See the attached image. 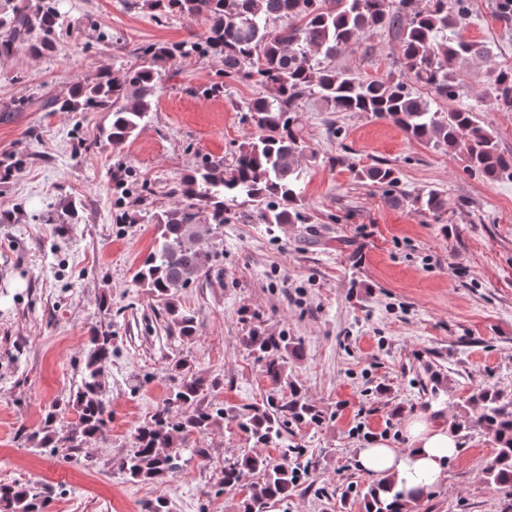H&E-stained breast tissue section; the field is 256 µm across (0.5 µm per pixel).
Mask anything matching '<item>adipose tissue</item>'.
<instances>
[{"label": "adipose tissue", "instance_id": "1", "mask_svg": "<svg viewBox=\"0 0 512 512\" xmlns=\"http://www.w3.org/2000/svg\"><path fill=\"white\" fill-rule=\"evenodd\" d=\"M405 433L404 447L375 439L359 450L357 461L374 483L394 481L402 494L404 512H417L429 491L445 478L448 460L458 443L453 427L424 417L408 420Z\"/></svg>", "mask_w": 512, "mask_h": 512}]
</instances>
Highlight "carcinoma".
Masks as SVG:
<instances>
[{
    "mask_svg": "<svg viewBox=\"0 0 512 512\" xmlns=\"http://www.w3.org/2000/svg\"><path fill=\"white\" fill-rule=\"evenodd\" d=\"M162 18L180 14L207 23L198 42L174 46L150 45L135 66L115 69L92 82L78 83L62 95L48 97L43 106L52 112H110L106 137L113 143L130 139L148 117L156 86L174 58L192 52L224 60V76L252 79L272 89L247 104L256 131L239 147L232 163L206 157L193 165L173 193L182 198L169 210L156 212L157 245L141 260L132 281L165 302L178 336L196 333L195 312L172 301L171 292L209 275L219 253L211 238L197 230L195 219L204 211L214 232L224 227L227 202L243 198L254 203L251 217L260 224L304 223L302 175L298 159L315 151L302 136L297 101L316 94L331 112H367L398 126L408 138L461 152L469 171L495 181L512 178V154L499 150L493 129L471 108H432L416 96L404 80L361 79L325 64L353 46L367 31L388 27L397 31L398 53L407 75L427 86L437 101L452 103L461 83L452 71L458 61L485 59L490 48L457 33L465 20L467 0H144ZM61 27L56 0H0V55L20 50L31 53L54 48ZM491 96L502 112H512V68L496 71ZM375 186L398 183L393 167L378 164L359 172ZM417 209L436 214L445 200L435 192L410 197ZM244 346L263 363L275 389L260 406L242 412L224 409L213 401L220 380L198 375L186 358L173 360L180 378L150 420L133 433V450L118 462L123 477L133 483L161 481L180 471L182 450L193 435L208 432L227 419L250 439L265 443L280 436L288 419L314 423L319 415L306 402L288 373L290 359L301 349L286 336L254 329L242 337ZM80 380L68 399L48 410L38 431L18 436L50 456L78 451L105 436L112 409L102 397L105 367L112 360V332L94 329ZM290 389V397L277 388ZM468 429L484 433L498 445L485 468L487 482L512 495V400L500 393L479 390ZM72 412L77 423L61 433L57 421ZM300 448H285L282 459L245 452L225 463L216 481L218 490L239 486L246 475L261 478L245 496L242 512H268L270 504L288 498L301 478ZM366 512H401L398 499L388 500L377 487L363 492ZM52 490L38 483L0 484V512H48Z\"/></svg>",
    "mask_w": 512,
    "mask_h": 512,
    "instance_id": "1",
    "label": "carcinoma"
}]
</instances>
